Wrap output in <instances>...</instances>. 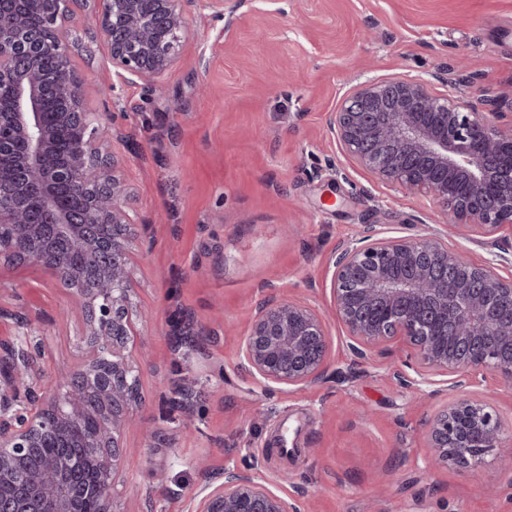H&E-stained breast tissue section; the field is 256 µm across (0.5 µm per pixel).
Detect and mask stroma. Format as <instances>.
I'll use <instances>...</instances> for the list:
<instances>
[{
  "label": "stroma",
  "instance_id": "1",
  "mask_svg": "<svg viewBox=\"0 0 512 512\" xmlns=\"http://www.w3.org/2000/svg\"><path fill=\"white\" fill-rule=\"evenodd\" d=\"M77 51L91 111L109 112L130 185L132 304L142 402L126 428L117 512H201L225 468L253 469L301 512H512V484L482 467L430 471L426 425L451 402L444 381L414 385L401 338L355 359L333 307L331 258L364 228L403 236L435 224L432 201L377 182L347 156L326 117L358 85L401 73L449 78L448 93L512 90V0H209L160 91ZM450 248L512 276V227L459 232ZM317 310L332 338L328 377L267 390L240 344L259 301ZM41 338L32 383L78 360L74 300L49 270L0 261V352ZM470 388L512 422V383L476 370Z\"/></svg>",
  "mask_w": 512,
  "mask_h": 512
}]
</instances>
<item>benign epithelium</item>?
Wrapping results in <instances>:
<instances>
[{
	"label": "benign epithelium",
	"mask_w": 512,
	"mask_h": 512,
	"mask_svg": "<svg viewBox=\"0 0 512 512\" xmlns=\"http://www.w3.org/2000/svg\"><path fill=\"white\" fill-rule=\"evenodd\" d=\"M194 0H0V154L14 163L0 168V259L50 263L64 285L74 277L68 261L32 251L29 237L47 227L70 253L98 272L99 288L74 293L82 317L81 360L51 389L34 392L25 378L34 369L40 341L25 336L6 349L0 375V512H115L116 476L125 452L123 431L140 400L136 364L127 352L134 335L130 302L131 193L116 174L106 126L89 111L84 82L72 64L79 39L69 32L80 20L90 38L104 43L109 66L134 77L152 94L177 62ZM64 68L54 75L44 63ZM430 77L401 74L348 92L327 126L349 155L375 179L422 192L443 207L446 224L486 236L512 223V124L488 100L451 98ZM62 100L61 120L75 139L66 162L56 163L55 134L43 103ZM87 207L61 203L57 183ZM448 232L429 228L397 237L366 227L332 258L333 304L351 349L365 359L399 337L415 355L413 383L452 374L457 398L429 422L437 466L468 467L501 447L505 424L484 400L466 392L474 369L512 379V278L448 250ZM242 365L265 387L302 389L324 378L330 337L309 307L274 298L259 303L240 347ZM110 381L97 389L108 411L78 454L26 460L48 434L66 436L85 411V394L97 384L100 359ZM204 512H300L254 473L224 469V481L208 493Z\"/></svg>",
	"instance_id": "7a95c632"
}]
</instances>
